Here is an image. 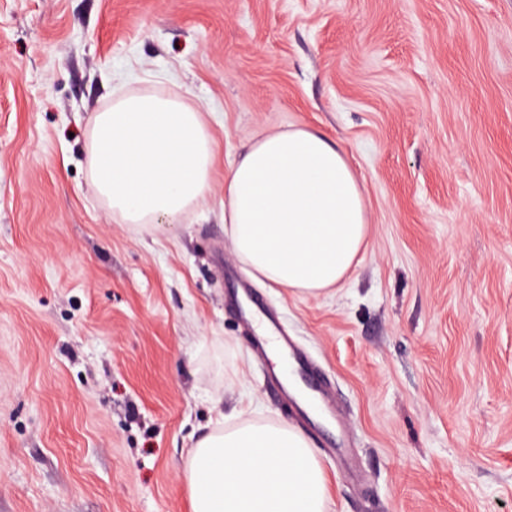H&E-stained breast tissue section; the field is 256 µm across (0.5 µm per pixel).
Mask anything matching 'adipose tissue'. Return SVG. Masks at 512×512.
Instances as JSON below:
<instances>
[{
  "instance_id": "ef3b65f1",
  "label": "adipose tissue",
  "mask_w": 512,
  "mask_h": 512,
  "mask_svg": "<svg viewBox=\"0 0 512 512\" xmlns=\"http://www.w3.org/2000/svg\"><path fill=\"white\" fill-rule=\"evenodd\" d=\"M91 181L124 223H175L211 189L216 146L181 96L124 95L95 113ZM224 228L236 257L271 284L317 298L339 287L366 245L361 186L325 136L291 127L255 136L224 173ZM189 512H325L327 477L304 436L258 419L190 448Z\"/></svg>"
}]
</instances>
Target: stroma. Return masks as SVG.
Here are the masks:
<instances>
[{
    "instance_id": "35a3bbf8",
    "label": "stroma",
    "mask_w": 512,
    "mask_h": 512,
    "mask_svg": "<svg viewBox=\"0 0 512 512\" xmlns=\"http://www.w3.org/2000/svg\"><path fill=\"white\" fill-rule=\"evenodd\" d=\"M125 93L207 113L178 223L92 189L90 119ZM291 126L368 208L318 299L224 231L225 169ZM232 284L329 379L326 433L272 395ZM237 418L305 431L326 512H512V0H0V512H188V448Z\"/></svg>"
}]
</instances>
